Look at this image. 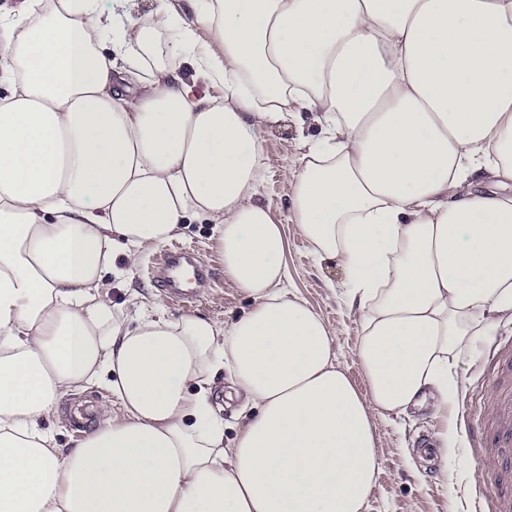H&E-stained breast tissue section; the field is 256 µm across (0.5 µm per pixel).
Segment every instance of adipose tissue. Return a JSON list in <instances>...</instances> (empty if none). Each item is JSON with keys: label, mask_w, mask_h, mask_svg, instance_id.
Wrapping results in <instances>:
<instances>
[{"label": "adipose tissue", "mask_w": 512, "mask_h": 512, "mask_svg": "<svg viewBox=\"0 0 512 512\" xmlns=\"http://www.w3.org/2000/svg\"><path fill=\"white\" fill-rule=\"evenodd\" d=\"M1 86L0 512H364L375 417L447 411L455 361L512 322V0H22ZM308 114L288 222L343 269L363 392L261 200L262 131ZM191 221L248 309L112 305L116 260ZM100 384L105 425L58 447L43 420Z\"/></svg>", "instance_id": "1"}]
</instances>
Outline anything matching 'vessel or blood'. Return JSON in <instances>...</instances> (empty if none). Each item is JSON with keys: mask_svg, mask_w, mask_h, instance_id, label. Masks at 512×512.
I'll list each match as a JSON object with an SVG mask.
<instances>
[{"mask_svg": "<svg viewBox=\"0 0 512 512\" xmlns=\"http://www.w3.org/2000/svg\"><path fill=\"white\" fill-rule=\"evenodd\" d=\"M150 275L165 297L176 302L194 297L184 288L187 277L211 284L208 272L194 267L191 253L177 245L155 260ZM491 364L496 379L473 418L472 454L495 487L491 512H512V345L495 351Z\"/></svg>", "mask_w": 512, "mask_h": 512, "instance_id": "b4317fda", "label": "vessel or blood"}]
</instances>
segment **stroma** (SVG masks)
Returning a JSON list of instances; mask_svg holds the SVG:
<instances>
[{
	"label": "stroma",
	"mask_w": 512,
	"mask_h": 512,
	"mask_svg": "<svg viewBox=\"0 0 512 512\" xmlns=\"http://www.w3.org/2000/svg\"><path fill=\"white\" fill-rule=\"evenodd\" d=\"M318 132L315 123L304 126H280L262 134L263 165L267 179L262 201L273 215L285 221L288 274L291 282L309 306L337 331L336 353L348 377L357 387H364V377L356 356L361 331L359 316L349 309L343 297V271L337 262L314 257L294 224L288 223L291 187L284 177L286 167L298 165L308 143ZM206 224L188 225L177 236V243L191 249L197 262L213 276L211 288L197 296L190 308L169 303L149 276L154 252L142 255L139 263L122 275L109 299L119 303L131 301L162 309L168 317L184 313L217 319L236 316L246 308L247 301L224 275V265L210 239ZM512 337V323L495 324L477 350L461 357L454 365L458 392L448 400V416H435L425 408L411 413L402 427H395L390 418L374 420L380 447V463L367 512H451L455 502H462L463 512H472L477 500L495 493L490 480L470 454L469 423L475 405L490 378L486 373L488 355L497 343ZM112 406V393L106 387L94 386L78 400H65V414L46 420L59 445L98 424L105 409ZM448 434L447 459H434L430 464L408 467L404 449L415 447L418 437L434 439L440 432Z\"/></svg>",
	"instance_id": "stroma-1"
}]
</instances>
